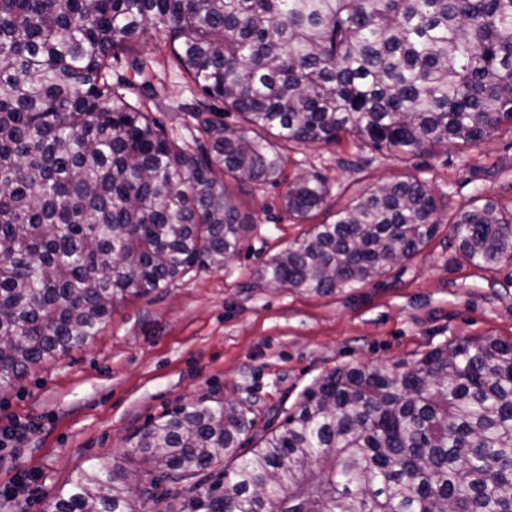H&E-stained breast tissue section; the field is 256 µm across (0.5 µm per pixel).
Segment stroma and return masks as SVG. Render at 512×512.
Listing matches in <instances>:
<instances>
[{"instance_id":"stroma-1","label":"stroma","mask_w":512,"mask_h":512,"mask_svg":"<svg viewBox=\"0 0 512 512\" xmlns=\"http://www.w3.org/2000/svg\"><path fill=\"white\" fill-rule=\"evenodd\" d=\"M153 68L166 87L157 116L194 142L199 93L162 61ZM300 170L329 180L319 223L370 184L412 175L426 182L446 218L478 199L512 207V129L406 159L346 136L336 146L296 148L286 172ZM281 195L266 186L242 196L243 209L261 220L223 268L126 298L86 345L0 391V426H32L22 443L0 445V487L34 478L28 496L0 497V512H47L55 494L97 460L136 466V435L187 404L247 403L262 435L335 368L384 364L403 373L454 339L512 340V263L470 265L445 224L414 257L371 282L332 294L264 286L263 262L308 230L282 210Z\"/></svg>"}]
</instances>
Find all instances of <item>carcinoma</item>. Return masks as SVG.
Listing matches in <instances>:
<instances>
[{"label":"carcinoma","mask_w":512,"mask_h":512,"mask_svg":"<svg viewBox=\"0 0 512 512\" xmlns=\"http://www.w3.org/2000/svg\"><path fill=\"white\" fill-rule=\"evenodd\" d=\"M152 45L202 100L191 147L147 110L165 93ZM122 67L132 72L112 76ZM237 114L224 128L213 103ZM512 126V0H0V389L87 344L129 295L237 256L277 187L284 146L345 135L403 155ZM327 179L281 196L310 220ZM443 223L415 176L373 184L264 261L270 287L352 288L413 257ZM463 258L512 262V209L450 218ZM231 401L145 427V478L99 460L50 512H512V341L456 339L404 374L338 367L280 429Z\"/></svg>","instance_id":"cac0c4a2"}]
</instances>
